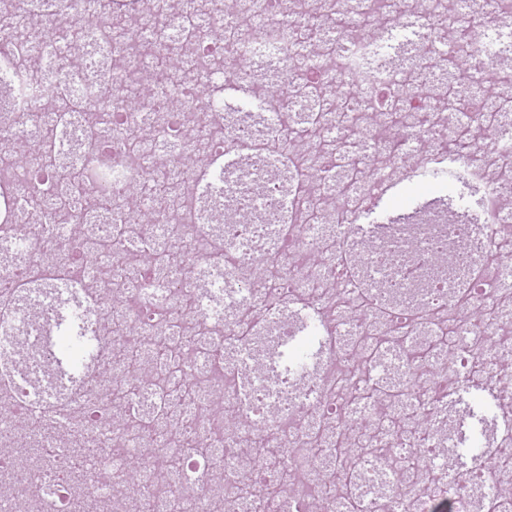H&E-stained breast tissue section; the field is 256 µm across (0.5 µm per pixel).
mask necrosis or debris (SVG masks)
I'll use <instances>...</instances> for the list:
<instances>
[{
    "instance_id": "4bbe7bcc",
    "label": "necrosis or debris",
    "mask_w": 512,
    "mask_h": 512,
    "mask_svg": "<svg viewBox=\"0 0 512 512\" xmlns=\"http://www.w3.org/2000/svg\"><path fill=\"white\" fill-rule=\"evenodd\" d=\"M342 2L352 24L340 39L326 0H212L202 41L185 34L188 0H0V17L24 28L0 36V242L18 243L0 254V512H80L86 498L108 512H429L434 497L472 512L473 497L502 489L484 465L450 482L422 477L412 459L444 455L448 395L468 382L472 355L512 374V116L487 142L471 106L488 58L512 51V0H493L497 26H472L473 79L452 112L447 70L427 62L456 32L444 0L393 7L394 20L423 19L403 66L362 31L376 0ZM104 12L129 26L145 19L165 38L136 52L141 34L110 35ZM63 18L78 54L51 37ZM306 28L333 41L332 67L304 47ZM172 55L183 68L155 82L158 59ZM318 67L331 95L299 94ZM132 74L152 88L136 102ZM263 76L296 91L290 116ZM229 85L263 109L227 111L216 98ZM174 95L183 106L171 112ZM64 97L98 107L61 118ZM378 112L398 113L404 131L424 127L434 155L479 182L478 223L443 216L361 235L365 209L412 161L404 139L374 128ZM316 114L321 127L297 148L289 128ZM22 136L49 139V152L12 163ZM67 145L74 170L111 171L94 186L103 206L80 191L69 214L54 206ZM190 154L226 163L200 175ZM159 177L166 196L129 208L133 184ZM302 197L317 220L301 217ZM229 206L235 219L218 221ZM139 213L150 224L126 233ZM149 249L181 260L142 273ZM108 296L116 314L102 307ZM69 313L92 341L94 364L77 372L52 347ZM116 315L133 337L114 332ZM131 339L135 366L115 353ZM158 342L184 352L180 370L153 359ZM340 438L395 472L398 490L337 455ZM20 446L31 451L22 469L5 454Z\"/></svg>"
}]
</instances>
